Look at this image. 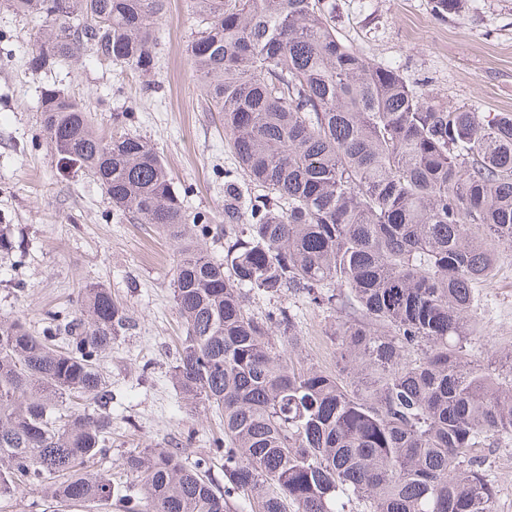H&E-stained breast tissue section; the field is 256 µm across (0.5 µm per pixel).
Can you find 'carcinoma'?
Listing matches in <instances>:
<instances>
[{
    "instance_id": "obj_1",
    "label": "carcinoma",
    "mask_w": 512,
    "mask_h": 512,
    "mask_svg": "<svg viewBox=\"0 0 512 512\" xmlns=\"http://www.w3.org/2000/svg\"><path fill=\"white\" fill-rule=\"evenodd\" d=\"M471 0H432L441 20ZM49 23L31 65L84 50L148 75L163 0H0ZM188 46L224 124L246 199L224 181V260L192 245L211 231L184 209L149 140L100 133L60 89L40 101L64 170L92 176L118 215L180 249L173 298L185 325L172 381L224 419V486L209 458L145 448L118 468L112 389L100 360L132 327L100 286L38 335L0 317V500L43 512L115 498L123 512H493L479 448L512 444L508 376L475 353L474 285L512 246V113L437 105L393 63L344 43L326 0H192ZM18 248L0 224V255ZM276 306L257 311L251 299ZM299 299L329 320L342 366L297 354Z\"/></svg>"
}]
</instances>
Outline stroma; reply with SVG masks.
I'll return each instance as SVG.
<instances>
[{"instance_id":"obj_1","label":"stroma","mask_w":512,"mask_h":512,"mask_svg":"<svg viewBox=\"0 0 512 512\" xmlns=\"http://www.w3.org/2000/svg\"><path fill=\"white\" fill-rule=\"evenodd\" d=\"M338 35L369 59L399 65L419 94L478 112H512V0H473L442 21L430 0H331ZM42 19L0 8V224L12 225L20 249L0 257V314H17L42 331L47 312L71 314L80 286L101 283L123 300L135 327L101 360L112 385L116 468L133 449L176 448L193 462L208 446L216 418L187 406L171 372L184 327L172 279L177 248L160 229L116 215L103 188L60 169L41 123L42 92L76 97L95 126L111 134L115 114L151 140L185 207L209 217V256L224 257V174L236 167L224 128L209 112L186 47L196 22L188 0H166L156 30L158 62L149 75L85 51L80 58L32 68L31 41ZM482 346L512 356V247H501L497 275L476 288ZM301 347L335 368L328 323L299 305ZM496 487L494 512H512V447L483 448Z\"/></svg>"}]
</instances>
